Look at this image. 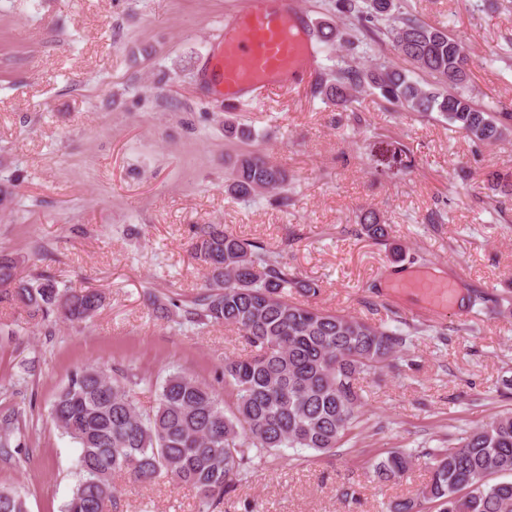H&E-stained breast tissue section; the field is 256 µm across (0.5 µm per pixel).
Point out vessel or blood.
<instances>
[{
    "label": "vessel or blood",
    "mask_w": 512,
    "mask_h": 512,
    "mask_svg": "<svg viewBox=\"0 0 512 512\" xmlns=\"http://www.w3.org/2000/svg\"><path fill=\"white\" fill-rule=\"evenodd\" d=\"M315 66L311 31L296 0H234L207 60L216 97L226 105L273 87L291 91ZM390 286L421 297L433 311L456 300L454 282L435 280L422 270Z\"/></svg>",
    "instance_id": "b4317fda"
}]
</instances>
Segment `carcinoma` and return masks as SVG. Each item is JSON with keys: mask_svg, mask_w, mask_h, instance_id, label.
<instances>
[{"mask_svg": "<svg viewBox=\"0 0 512 512\" xmlns=\"http://www.w3.org/2000/svg\"><path fill=\"white\" fill-rule=\"evenodd\" d=\"M395 0H336L340 14L356 17L366 48L381 39L411 63L399 69L385 63L366 68L347 63L320 80L317 92L348 107L355 94L376 89L381 97L412 112H437L448 125L478 143L512 134V112H490L465 91L470 50L445 29L410 16H394ZM317 39L352 47L356 36L334 21H323ZM418 70L433 78L424 85ZM286 170L247 152L231 161L225 188L236 199L262 194L285 200ZM364 233L379 244L389 225L373 210L360 216ZM195 258L206 271L200 292L188 301L159 304L180 326L223 324L238 330L256 350L246 359L224 358V393L194 376L174 372L159 385L152 411L134 399L138 374L85 365L73 370L50 409L56 427L80 448L76 484L63 512L118 509L114 479L126 475L141 484L169 477L195 489L199 512H210L224 493L248 481L257 459L277 457L286 448L329 454L354 446L366 420L365 376L398 367L409 335L338 312L296 302L291 294H319L317 282L295 275L265 245L209 224L196 232ZM102 291L61 289L45 274L25 275L19 258L0 253V304L25 311L52 325L90 319L104 304ZM230 400H224V396ZM23 412L0 413V455L21 452ZM429 482L415 496L389 503L386 512H512V413L495 414L448 445L425 453ZM414 454L392 448L366 461L380 481L403 476ZM0 512H29L26 497L0 489Z\"/></svg>", "mask_w": 512, "mask_h": 512, "instance_id": "cac0c4a2", "label": "carcinoma"}]
</instances>
